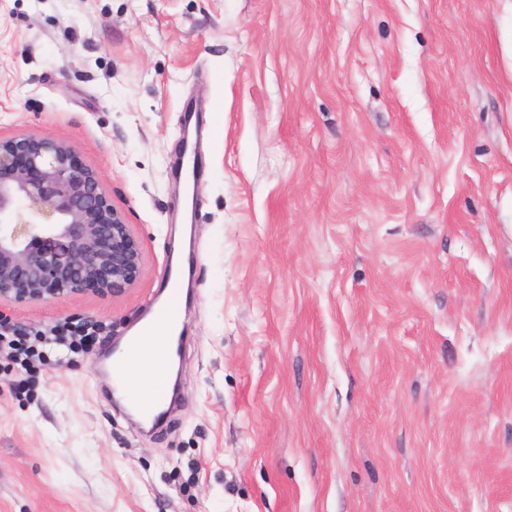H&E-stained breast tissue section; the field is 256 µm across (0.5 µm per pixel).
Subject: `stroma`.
Listing matches in <instances>:
<instances>
[{
  "mask_svg": "<svg viewBox=\"0 0 512 512\" xmlns=\"http://www.w3.org/2000/svg\"><path fill=\"white\" fill-rule=\"evenodd\" d=\"M177 403L102 347L182 242ZM49 135L140 239L135 283L14 308L101 348L0 363V512H512V0H0V138Z\"/></svg>",
  "mask_w": 512,
  "mask_h": 512,
  "instance_id": "stroma-1",
  "label": "stroma"
}]
</instances>
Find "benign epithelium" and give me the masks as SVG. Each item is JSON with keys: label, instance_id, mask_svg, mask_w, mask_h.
<instances>
[{"label": "benign epithelium", "instance_id": "1", "mask_svg": "<svg viewBox=\"0 0 512 512\" xmlns=\"http://www.w3.org/2000/svg\"><path fill=\"white\" fill-rule=\"evenodd\" d=\"M49 136L0 139V305L118 294L142 251L96 174Z\"/></svg>", "mask_w": 512, "mask_h": 512}]
</instances>
